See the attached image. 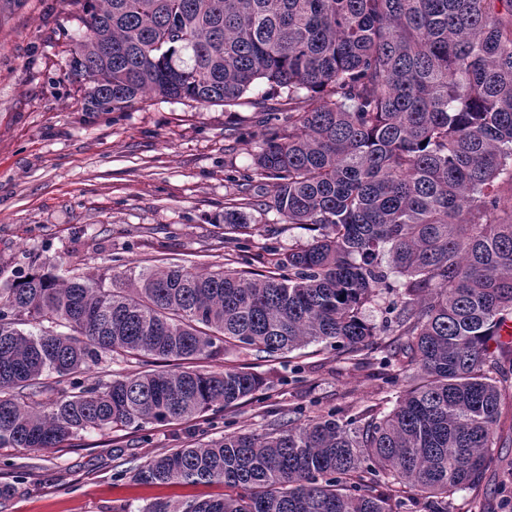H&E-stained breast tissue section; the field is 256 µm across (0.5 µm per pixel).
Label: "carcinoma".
I'll return each mask as SVG.
<instances>
[{
  "label": "carcinoma",
  "instance_id": "1",
  "mask_svg": "<svg viewBox=\"0 0 512 512\" xmlns=\"http://www.w3.org/2000/svg\"><path fill=\"white\" fill-rule=\"evenodd\" d=\"M68 2L86 27L70 67L95 88L88 112L149 94L236 105L260 83L285 99L255 170L281 222L319 233L265 270L18 281L0 296V448L232 409L263 378L195 368L230 352L273 361L325 342L356 361L375 344L363 309L385 293L383 364L394 380L415 370L391 411L283 414L150 457L136 480L224 495L138 512H448L485 483L512 391V0ZM249 229L224 211L228 241ZM114 353L152 368L104 381Z\"/></svg>",
  "mask_w": 512,
  "mask_h": 512
}]
</instances>
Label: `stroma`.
Wrapping results in <instances>:
<instances>
[{
    "instance_id": "obj_1",
    "label": "stroma",
    "mask_w": 512,
    "mask_h": 512,
    "mask_svg": "<svg viewBox=\"0 0 512 512\" xmlns=\"http://www.w3.org/2000/svg\"><path fill=\"white\" fill-rule=\"evenodd\" d=\"M84 32L66 0H0V291L44 268L125 288L174 264L267 267L311 241L309 228L263 207L264 181L254 173L265 112L283 109L282 100L256 88L231 107L149 96L121 112L85 111L89 82L70 68ZM228 209L252 226L236 245L224 241ZM364 359L355 366L312 344L271 362L243 353L204 361L212 370L250 363L267 384L234 410L178 424L88 431L63 448H0V483L15 488L0 512H139L158 499L220 497L217 484L152 485L133 470L188 434L259 430L274 411L344 420L392 409L401 390L384 384L380 352ZM448 512H512V447L479 489L449 498Z\"/></svg>"
}]
</instances>
